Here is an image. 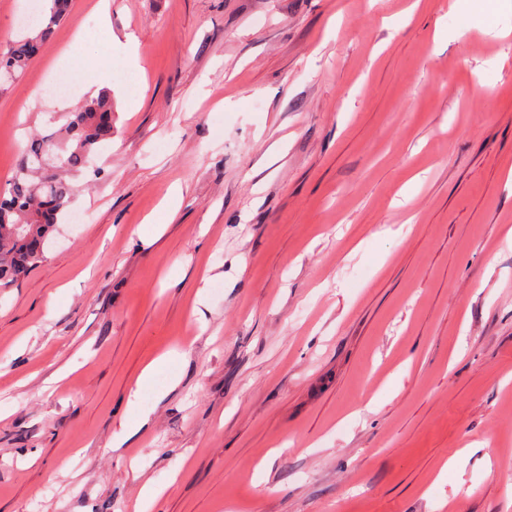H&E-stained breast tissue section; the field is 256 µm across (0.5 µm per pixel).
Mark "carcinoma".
I'll return each mask as SVG.
<instances>
[{
	"label": "carcinoma",
	"mask_w": 512,
	"mask_h": 512,
	"mask_svg": "<svg viewBox=\"0 0 512 512\" xmlns=\"http://www.w3.org/2000/svg\"><path fill=\"white\" fill-rule=\"evenodd\" d=\"M69 7L70 0H48V13L42 14L37 33L14 41L0 55L14 77L53 35ZM55 121L60 123L55 130L32 132L9 188L0 193V288L23 279L44 261L45 240L76 192L70 176L90 168L99 149L112 142V96L101 94ZM48 150L56 165L43 168L38 159Z\"/></svg>",
	"instance_id": "cac0c4a2"
}]
</instances>
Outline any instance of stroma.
Instances as JSON below:
<instances>
[{
    "mask_svg": "<svg viewBox=\"0 0 512 512\" xmlns=\"http://www.w3.org/2000/svg\"><path fill=\"white\" fill-rule=\"evenodd\" d=\"M98 2L0 90V191L114 104L0 288V512H512V5Z\"/></svg>",
    "mask_w": 512,
    "mask_h": 512,
    "instance_id": "1",
    "label": "stroma"
}]
</instances>
